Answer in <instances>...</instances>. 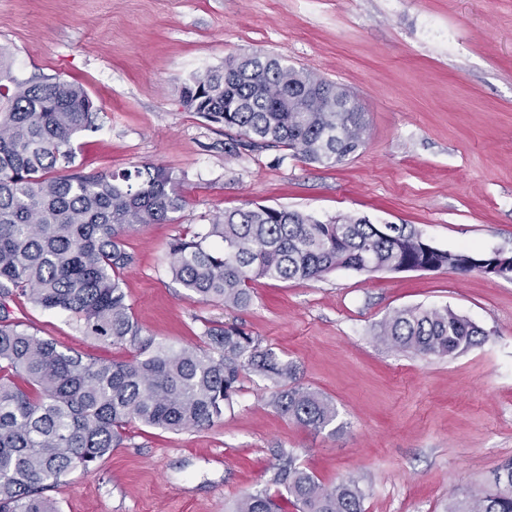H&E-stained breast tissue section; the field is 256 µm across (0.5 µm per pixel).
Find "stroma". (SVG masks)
<instances>
[{"instance_id": "obj_1", "label": "stroma", "mask_w": 512, "mask_h": 512, "mask_svg": "<svg viewBox=\"0 0 512 512\" xmlns=\"http://www.w3.org/2000/svg\"><path fill=\"white\" fill-rule=\"evenodd\" d=\"M0 47L17 79L86 89L97 119L75 143L79 171L154 164L178 178L183 209L125 239L124 288L144 335L200 346L211 324L238 325L336 407L333 428H305L245 373L211 426H128L110 456L48 489L58 512H228L264 487L277 446L323 485L357 479L364 512H446L450 492L492 485L512 460V280L443 269L258 278L249 306L230 309L187 297L169 244L224 210L262 205L410 224L442 250L511 254L512 0H0ZM244 54L348 89L366 114L363 147L325 167L237 144L187 109L193 76ZM445 307L485 340L441 358L374 337L397 311ZM13 310L61 348L107 362L136 354L27 298Z\"/></svg>"}]
</instances>
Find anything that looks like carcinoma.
Returning a JSON list of instances; mask_svg holds the SVG:
<instances>
[{"label": "carcinoma", "instance_id": "cac0c4a2", "mask_svg": "<svg viewBox=\"0 0 512 512\" xmlns=\"http://www.w3.org/2000/svg\"><path fill=\"white\" fill-rule=\"evenodd\" d=\"M185 106L234 130L246 143L277 146L328 167L363 144L365 114L342 86L283 59H230L182 88ZM95 128L84 87L45 76L19 80L0 53V512H57L43 491L83 470L139 423L171 432L209 426L232 404L244 371L272 384L270 403L321 431L336 420L331 400L298 382L292 366L244 330L215 325L206 347L176 348L142 334L123 288L133 263L125 237L183 209L173 172L145 166L130 173L84 175L74 143ZM170 270L191 298L228 308L249 306L253 278L313 280L338 270L452 273L468 251L427 244L410 224L381 233L361 217L322 222L298 211L259 206L224 211V219L169 245ZM28 298L44 310L74 315L82 332L130 344V361L102 362L62 350L24 327L11 303ZM483 332L447 309H404L379 325L376 339L400 350L449 356ZM276 460L266 483L282 486L296 512H363L355 479L322 486L293 452ZM234 512H283L265 490L243 494ZM448 512H512V461L494 487L453 497Z\"/></svg>", "mask_w": 512, "mask_h": 512}]
</instances>
